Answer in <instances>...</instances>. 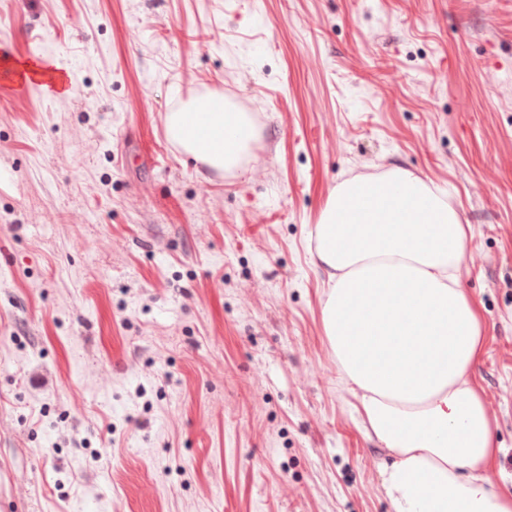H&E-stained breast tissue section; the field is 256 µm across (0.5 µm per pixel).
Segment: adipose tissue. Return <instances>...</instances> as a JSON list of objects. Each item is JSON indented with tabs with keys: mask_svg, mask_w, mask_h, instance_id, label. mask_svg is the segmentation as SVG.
<instances>
[{
	"mask_svg": "<svg viewBox=\"0 0 512 512\" xmlns=\"http://www.w3.org/2000/svg\"><path fill=\"white\" fill-rule=\"evenodd\" d=\"M168 139L218 169L255 138L223 100L166 118ZM467 226L444 193L401 170L340 184L310 232L328 274L322 322L367 436L392 456L394 512H512L491 488L502 447L472 368L485 338L461 286Z\"/></svg>",
	"mask_w": 512,
	"mask_h": 512,
	"instance_id": "ef3b65f1",
	"label": "adipose tissue"
}]
</instances>
